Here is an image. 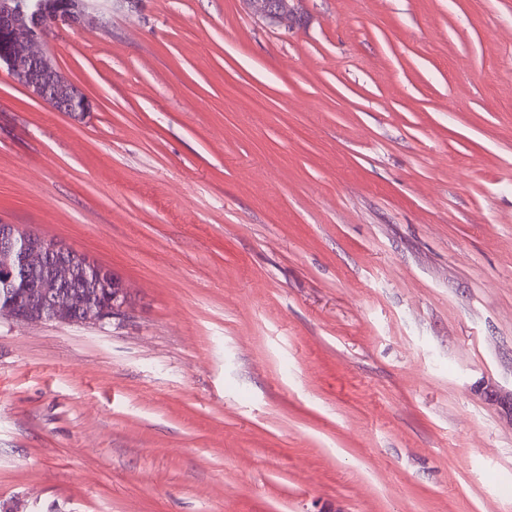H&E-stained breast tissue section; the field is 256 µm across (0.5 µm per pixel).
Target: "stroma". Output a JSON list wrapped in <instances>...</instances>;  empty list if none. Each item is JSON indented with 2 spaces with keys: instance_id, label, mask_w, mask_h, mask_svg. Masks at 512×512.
Segmentation results:
<instances>
[{
  "instance_id": "1",
  "label": "stroma",
  "mask_w": 512,
  "mask_h": 512,
  "mask_svg": "<svg viewBox=\"0 0 512 512\" xmlns=\"http://www.w3.org/2000/svg\"><path fill=\"white\" fill-rule=\"evenodd\" d=\"M140 0L0 70V224L112 269L0 318L15 512H512V0ZM251 12L268 25L288 30L302 17V0H245Z\"/></svg>"
}]
</instances>
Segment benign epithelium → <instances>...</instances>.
<instances>
[{
    "label": "benign epithelium",
    "mask_w": 512,
    "mask_h": 512,
    "mask_svg": "<svg viewBox=\"0 0 512 512\" xmlns=\"http://www.w3.org/2000/svg\"><path fill=\"white\" fill-rule=\"evenodd\" d=\"M251 12L268 25L288 30L302 17V0H245ZM138 0H0V68L32 98L56 112L83 116L94 104L84 90L43 49L51 29L66 26L79 32L114 9L134 8ZM30 270L43 266L51 271L50 282L35 292L40 314L29 307L30 295L0 302V317L33 322L38 317L69 323L103 325L122 316L130 302L128 289L112 270L90 256L78 253L60 240L22 231L14 224L0 225V277L9 281L14 259ZM87 279L107 281L105 291H89L76 283V267Z\"/></svg>",
    "instance_id": "obj_1"
}]
</instances>
